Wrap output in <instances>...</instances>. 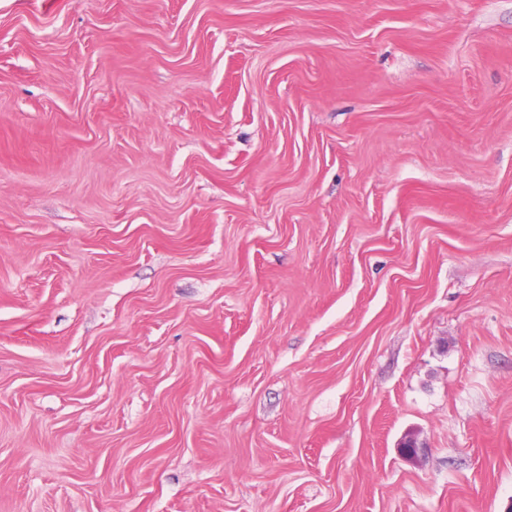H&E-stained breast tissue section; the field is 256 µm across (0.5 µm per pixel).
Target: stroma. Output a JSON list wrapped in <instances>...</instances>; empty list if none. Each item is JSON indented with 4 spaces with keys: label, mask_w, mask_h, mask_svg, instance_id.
<instances>
[{
    "label": "stroma",
    "mask_w": 512,
    "mask_h": 512,
    "mask_svg": "<svg viewBox=\"0 0 512 512\" xmlns=\"http://www.w3.org/2000/svg\"><path fill=\"white\" fill-rule=\"evenodd\" d=\"M0 512H512V0H0Z\"/></svg>",
    "instance_id": "1"
}]
</instances>
